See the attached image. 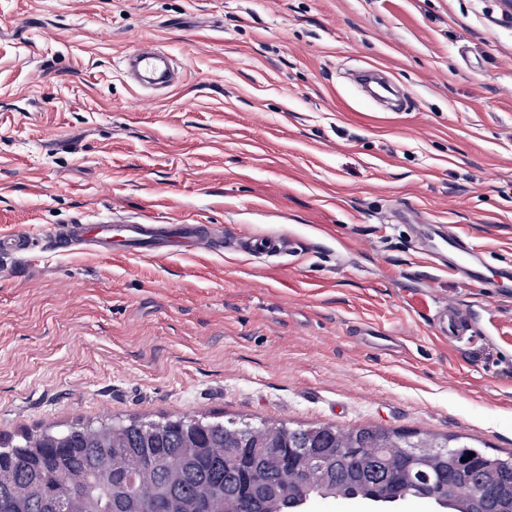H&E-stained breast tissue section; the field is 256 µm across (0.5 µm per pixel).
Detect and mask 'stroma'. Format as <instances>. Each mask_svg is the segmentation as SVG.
<instances>
[{"label":"stroma","mask_w":512,"mask_h":512,"mask_svg":"<svg viewBox=\"0 0 512 512\" xmlns=\"http://www.w3.org/2000/svg\"><path fill=\"white\" fill-rule=\"evenodd\" d=\"M503 0H0V235L200 224L158 258L0 252V434L196 416L461 435L512 454ZM178 67L142 94L124 56ZM385 72L395 109L354 80ZM287 236L254 257L246 238ZM455 304L472 338L434 327ZM315 499L306 512H435ZM162 66L167 75V84L173 85L177 77L169 58L151 43L142 42L124 57L122 72L128 80L139 82V79L143 80V75L153 74ZM439 240L431 241V251L436 254L448 253V260L454 268L462 272L467 279L480 284L484 274L479 270V262L476 259L474 250L466 238L453 231L448 226V233L438 236Z\"/></svg>","instance_id":"35a3bbf8"}]
</instances>
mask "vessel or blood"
<instances>
[{"label":"vessel or blood","mask_w":512,"mask_h":512,"mask_svg":"<svg viewBox=\"0 0 512 512\" xmlns=\"http://www.w3.org/2000/svg\"><path fill=\"white\" fill-rule=\"evenodd\" d=\"M160 69L164 70L168 82H175L176 74L168 57L148 42L137 45L122 61L124 76L133 82ZM199 233V227L193 224H115L105 220L96 224L68 225L55 237L54 243L60 248L79 247L104 255L120 248L143 258H156L176 247H195ZM430 248L433 253L447 254L452 266L470 282H482L484 274L471 244L463 236L448 231L432 242ZM436 329L440 336L454 342L470 335L472 325L451 305L439 313Z\"/></svg>","instance_id":"1"}]
</instances>
